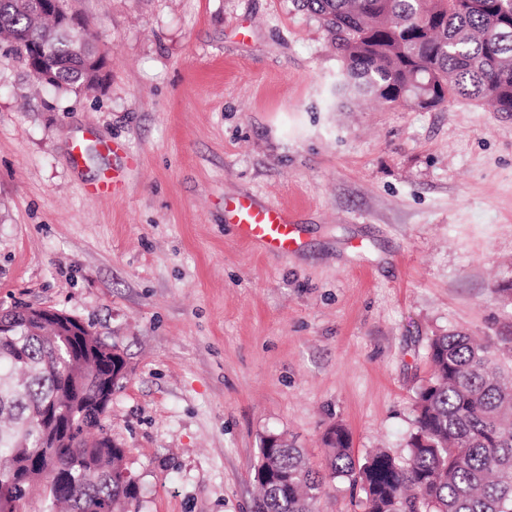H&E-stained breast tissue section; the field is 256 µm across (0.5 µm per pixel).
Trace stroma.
Masks as SVG:
<instances>
[{
  "label": "stroma",
  "instance_id": "1",
  "mask_svg": "<svg viewBox=\"0 0 512 512\" xmlns=\"http://www.w3.org/2000/svg\"><path fill=\"white\" fill-rule=\"evenodd\" d=\"M66 8L109 79L37 93L0 46V307L123 349L107 423L141 484L130 512H254L270 433L317 466L336 424L355 458L404 460L435 334L512 370V114L336 96L340 56L295 0ZM111 168L124 194L87 197ZM245 195L288 208L295 253L236 239L224 202Z\"/></svg>",
  "mask_w": 512,
  "mask_h": 512
}]
</instances>
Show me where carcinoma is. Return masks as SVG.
<instances>
[{
	"mask_svg": "<svg viewBox=\"0 0 512 512\" xmlns=\"http://www.w3.org/2000/svg\"><path fill=\"white\" fill-rule=\"evenodd\" d=\"M321 21L342 58L336 95L352 92L383 105L430 108L464 97L512 113V0H298ZM0 43L53 88L79 94L86 70L67 58L49 15L28 0H0ZM19 305L1 317L0 512H23L39 497L40 512H126L140 487L124 476L127 449L112 441L107 408L85 396L127 365L118 348L87 351L83 336H59L26 320ZM433 373L415 391V432L401 462L384 450L353 457L349 435L324 436L325 463L310 466L285 437L263 439L254 481L256 512H317L328 485L347 478L362 492L363 512H512V372L492 370V354L459 332L429 339ZM70 428L68 443L45 448L43 419Z\"/></svg>",
	"mask_w": 512,
	"mask_h": 512,
	"instance_id": "1",
	"label": "carcinoma"
}]
</instances>
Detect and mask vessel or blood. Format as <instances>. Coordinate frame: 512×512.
<instances>
[{
	"label": "vessel or blood",
	"mask_w": 512,
	"mask_h": 512,
	"mask_svg": "<svg viewBox=\"0 0 512 512\" xmlns=\"http://www.w3.org/2000/svg\"><path fill=\"white\" fill-rule=\"evenodd\" d=\"M123 190L120 172L105 173L90 188L89 195L102 199L119 195ZM229 218L237 228L240 242L260 252L286 256L301 245L300 227L294 224L286 209L259 204L249 197L230 203Z\"/></svg>",
	"instance_id": "vessel-or-blood-1"
}]
</instances>
